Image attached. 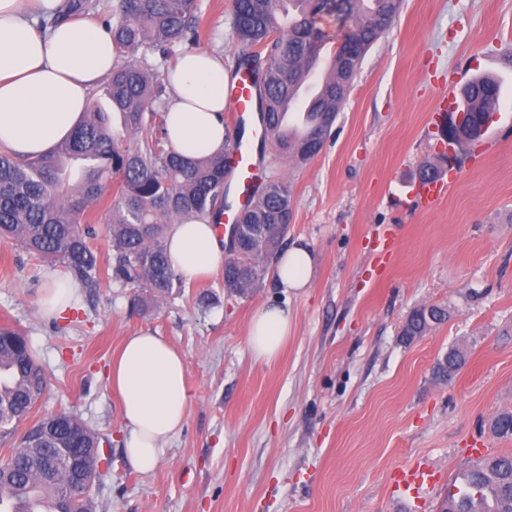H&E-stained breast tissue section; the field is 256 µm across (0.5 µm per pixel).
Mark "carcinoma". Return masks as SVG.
<instances>
[{
    "mask_svg": "<svg viewBox=\"0 0 512 512\" xmlns=\"http://www.w3.org/2000/svg\"><path fill=\"white\" fill-rule=\"evenodd\" d=\"M403 0H233L231 29L243 48H257L236 58L234 73L248 72L257 87L259 112L266 120L276 152L300 164L317 156L357 75L362 60L400 13ZM97 0H67L62 13L41 27L73 15L96 12ZM336 16L341 40L353 46L355 60L337 47L327 75L306 102L301 123L285 126L280 105L300 94L319 67L329 40L324 16ZM197 0H116L103 21L115 58L103 89L109 107L87 106L71 136L49 154L22 158L0 152V238L45 262L62 264L72 281L98 288L105 280L136 288L134 302L148 309L181 287L167 252L166 219L219 224L224 215V179L230 132L224 154L187 160L169 146L165 132L168 104L165 73L147 61V53L167 58L199 41ZM499 86L488 77L472 80L463 90L466 116L449 145L474 144L483 136L497 102ZM293 217L290 186L270 179L242 212L243 224L259 225L253 240L224 257V290L246 297L262 285L270 263L282 251ZM112 237V262L101 272L92 246L97 225ZM445 309L431 315L415 309L402 335L410 341L443 323ZM452 348L437 360L435 378L446 384L464 366ZM47 379L25 334L0 328V440L13 442L0 462V508L34 512L23 498L6 490L50 494L55 512H92L90 493L74 494L70 474L52 467L54 449L77 443L84 477L96 481L103 452L99 435L79 416L51 414L25 428ZM500 439H512V412L490 422ZM469 478L457 493H448L439 512H512V453L473 462Z\"/></svg>",
    "mask_w": 512,
    "mask_h": 512,
    "instance_id": "carcinoma-1",
    "label": "carcinoma"
}]
</instances>
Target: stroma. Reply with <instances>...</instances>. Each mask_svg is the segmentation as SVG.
Masks as SVG:
<instances>
[{
  "instance_id": "stroma-1",
  "label": "stroma",
  "mask_w": 512,
  "mask_h": 512,
  "mask_svg": "<svg viewBox=\"0 0 512 512\" xmlns=\"http://www.w3.org/2000/svg\"><path fill=\"white\" fill-rule=\"evenodd\" d=\"M198 4L199 48L232 72V0ZM480 74L500 83L485 134L496 149L444 162L428 115ZM263 154L266 178L291 189L287 245L316 258L298 294L269 274L253 296L230 297L219 270L148 312L132 287L113 284L78 288L65 317L48 318L40 292L62 265L0 240V327L24 331L49 379L30 418L73 411L98 433L109 463L91 491L94 512H438L472 449L512 453L489 429L512 411V0H405L322 151L304 164L269 145ZM425 164L450 183L432 208L414 186ZM268 304L288 306L294 327L264 365L247 326ZM430 305L447 321L405 342L409 314ZM141 330L182 353L192 397L149 474L125 460L108 382L122 341ZM453 347L467 363L446 385L432 366ZM412 461L437 478L407 497L393 477Z\"/></svg>"
}]
</instances>
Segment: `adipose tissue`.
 <instances>
[{
	"label": "adipose tissue",
	"mask_w": 512,
	"mask_h": 512,
	"mask_svg": "<svg viewBox=\"0 0 512 512\" xmlns=\"http://www.w3.org/2000/svg\"><path fill=\"white\" fill-rule=\"evenodd\" d=\"M62 0H0V149L36 158L50 153L81 120L91 88L111 72L109 34L96 24L72 21L40 33L37 16L55 15ZM224 61L200 50L181 56L166 78L174 93L167 130L171 146L196 157L224 152L219 115ZM169 256L186 280L207 277L224 256L213 225H170ZM313 256L293 246L280 253L274 277L294 292L310 283ZM293 326L288 309L265 306L251 319L247 342L255 362H275ZM182 354L150 331L126 337L113 358L109 382L122 400L124 454L142 473L152 472L166 443L186 422L192 398Z\"/></svg>",
	"instance_id": "adipose-tissue-1"
}]
</instances>
